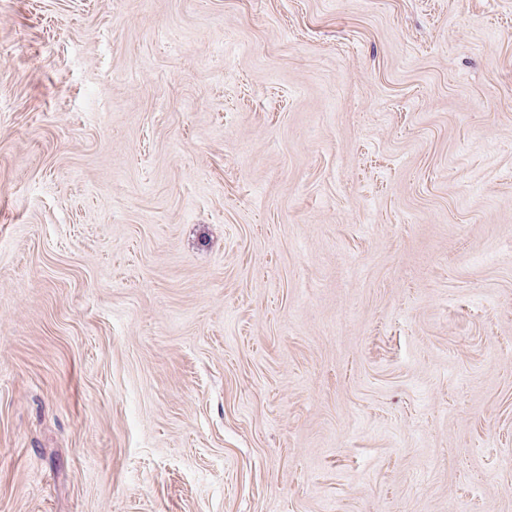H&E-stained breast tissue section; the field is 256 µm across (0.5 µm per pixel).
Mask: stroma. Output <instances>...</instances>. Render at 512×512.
Segmentation results:
<instances>
[{
  "mask_svg": "<svg viewBox=\"0 0 512 512\" xmlns=\"http://www.w3.org/2000/svg\"><path fill=\"white\" fill-rule=\"evenodd\" d=\"M0 512H512V0H0Z\"/></svg>",
  "mask_w": 512,
  "mask_h": 512,
  "instance_id": "1",
  "label": "stroma"
}]
</instances>
